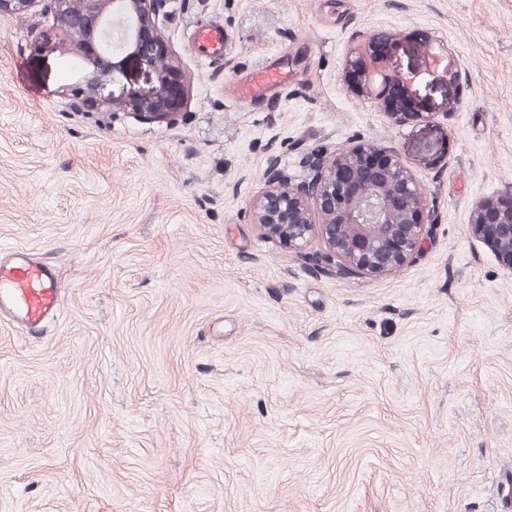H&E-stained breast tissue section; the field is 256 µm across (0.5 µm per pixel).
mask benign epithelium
<instances>
[{
  "label": "benign epithelium",
  "mask_w": 512,
  "mask_h": 512,
  "mask_svg": "<svg viewBox=\"0 0 512 512\" xmlns=\"http://www.w3.org/2000/svg\"><path fill=\"white\" fill-rule=\"evenodd\" d=\"M40 0H0V17L24 14ZM167 0H50L48 42L74 54V95L84 108L101 105L146 120L175 114L183 76L158 29ZM403 47L369 40L348 64L350 88L366 92L392 115L409 117V86L416 74L395 65ZM309 181L283 186L271 168L267 186L250 207L262 233L290 248L304 247L318 227L330 255L367 274H390L423 253L428 229L438 222L412 170L393 148L359 142L330 157L317 156ZM472 232L512 273V189L478 202Z\"/></svg>",
  "instance_id": "benign-epithelium-1"
}]
</instances>
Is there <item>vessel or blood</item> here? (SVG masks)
<instances>
[{
	"instance_id": "vessel-or-blood-1",
	"label": "vessel or blood",
	"mask_w": 512,
	"mask_h": 512,
	"mask_svg": "<svg viewBox=\"0 0 512 512\" xmlns=\"http://www.w3.org/2000/svg\"><path fill=\"white\" fill-rule=\"evenodd\" d=\"M223 27L201 25L195 29L194 48L201 58L224 52ZM288 73L263 62L237 81L238 100L258 104L287 84ZM61 305L55 272L21 248L0 249V317L30 330L53 318Z\"/></svg>"
}]
</instances>
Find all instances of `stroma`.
<instances>
[{"mask_svg": "<svg viewBox=\"0 0 512 512\" xmlns=\"http://www.w3.org/2000/svg\"><path fill=\"white\" fill-rule=\"evenodd\" d=\"M171 121L83 112L43 7L0 18V248L57 317L0 322V512H512V273L470 229L512 185V0H169ZM224 27L202 62L195 24ZM374 37L421 70L398 121L346 80ZM271 100L229 86L261 56ZM439 150L422 158L423 141ZM395 148L440 214L371 276L264 238L269 167ZM288 83V72L273 62L265 61L237 81V99L249 104L265 101L277 89Z\"/></svg>", "mask_w": 512, "mask_h": 512, "instance_id": "obj_1", "label": "stroma"}]
</instances>
